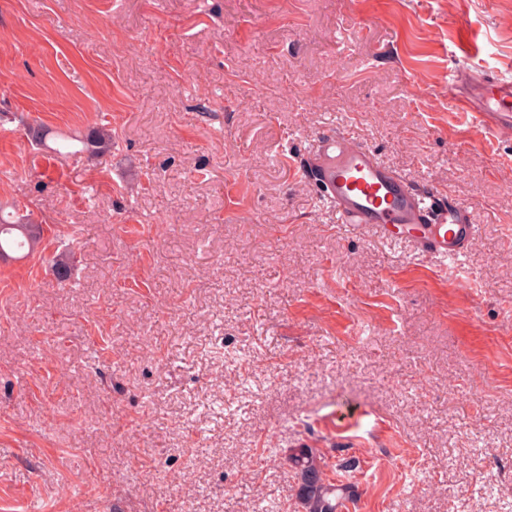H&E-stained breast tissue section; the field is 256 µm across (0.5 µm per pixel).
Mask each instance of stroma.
<instances>
[{"label": "stroma", "instance_id": "35a3bbf8", "mask_svg": "<svg viewBox=\"0 0 512 512\" xmlns=\"http://www.w3.org/2000/svg\"><path fill=\"white\" fill-rule=\"evenodd\" d=\"M512 0H0V512H512V136L448 106ZM112 131L95 156L27 137ZM345 129L479 230L441 270L291 161ZM72 258L59 280L53 264ZM42 231L39 224H29L16 213L0 210V258L10 257L8 250H33L41 241ZM288 463L297 486L296 499L303 512H341L353 501L351 485L332 482L314 448H290Z\"/></svg>", "mask_w": 512, "mask_h": 512}]
</instances>
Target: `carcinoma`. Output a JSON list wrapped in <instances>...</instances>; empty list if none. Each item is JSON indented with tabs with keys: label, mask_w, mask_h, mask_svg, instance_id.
Wrapping results in <instances>:
<instances>
[{
	"label": "carcinoma",
	"mask_w": 512,
	"mask_h": 512,
	"mask_svg": "<svg viewBox=\"0 0 512 512\" xmlns=\"http://www.w3.org/2000/svg\"><path fill=\"white\" fill-rule=\"evenodd\" d=\"M80 153L94 156L112 147V131L97 127L77 139ZM42 227L29 224L14 213L0 210V258L14 249H34L41 241ZM288 463L297 486L296 499L302 512H341L353 500L352 487L327 478L317 451L307 445L290 449Z\"/></svg>",
	"instance_id": "carcinoma-1"
}]
</instances>
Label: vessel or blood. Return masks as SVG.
Instances as JSON below:
<instances>
[{"label": "vessel or blood", "instance_id": "b4317fda", "mask_svg": "<svg viewBox=\"0 0 512 512\" xmlns=\"http://www.w3.org/2000/svg\"><path fill=\"white\" fill-rule=\"evenodd\" d=\"M448 97L476 121L491 117L512 132V84L475 71L464 60L448 73ZM295 164L339 224L361 228L387 244H404L417 256L445 263L465 254L476 238L477 226L463 204L417 187L349 132L318 136Z\"/></svg>", "mask_w": 512, "mask_h": 512}]
</instances>
